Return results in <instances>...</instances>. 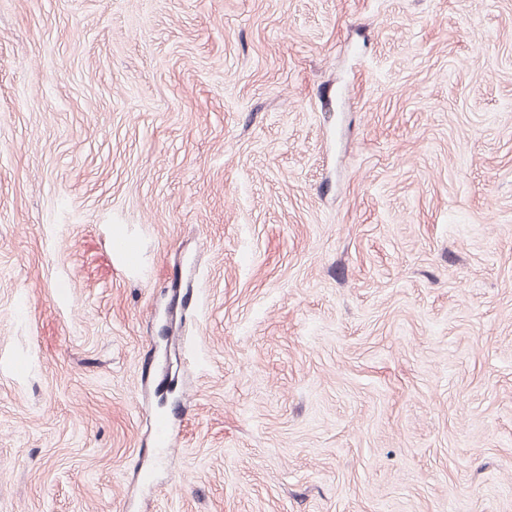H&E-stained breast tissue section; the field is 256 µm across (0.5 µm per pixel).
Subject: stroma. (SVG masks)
<instances>
[{"label":"stroma","instance_id":"1","mask_svg":"<svg viewBox=\"0 0 512 512\" xmlns=\"http://www.w3.org/2000/svg\"><path fill=\"white\" fill-rule=\"evenodd\" d=\"M0 512H512V0H0Z\"/></svg>","mask_w":512,"mask_h":512}]
</instances>
